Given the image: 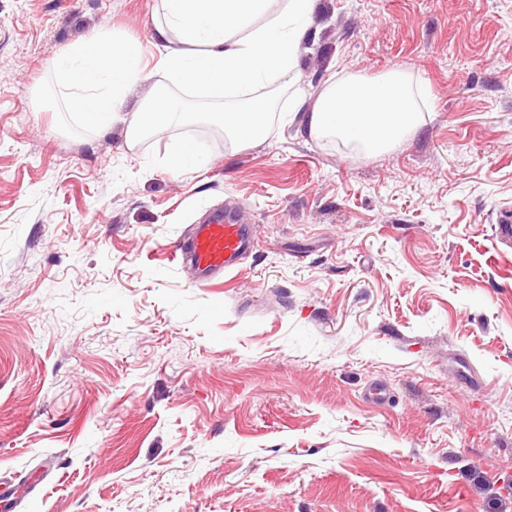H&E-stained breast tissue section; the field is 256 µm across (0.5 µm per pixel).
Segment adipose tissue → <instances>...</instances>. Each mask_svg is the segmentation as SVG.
<instances>
[{
  "label": "adipose tissue",
  "instance_id": "adipose-tissue-1",
  "mask_svg": "<svg viewBox=\"0 0 512 512\" xmlns=\"http://www.w3.org/2000/svg\"><path fill=\"white\" fill-rule=\"evenodd\" d=\"M316 0H160L153 25L159 51L147 66L140 45L131 39L102 36L64 52L55 75L71 92L70 104L95 128L122 125L128 144L146 134L189 121L180 98L154 96L149 105L131 104L133 87L154 75L189 92L223 100L271 83L296 78L298 51ZM303 118L312 138L338 137L376 154L418 124L407 79L392 75L363 81L331 77ZM225 135L249 144L266 135V105L218 113Z\"/></svg>",
  "mask_w": 512,
  "mask_h": 512
}]
</instances>
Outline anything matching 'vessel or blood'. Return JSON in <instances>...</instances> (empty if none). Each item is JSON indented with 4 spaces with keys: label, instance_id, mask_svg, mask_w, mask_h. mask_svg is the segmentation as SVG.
<instances>
[{
    "label": "vessel or blood",
    "instance_id": "obj_1",
    "mask_svg": "<svg viewBox=\"0 0 512 512\" xmlns=\"http://www.w3.org/2000/svg\"><path fill=\"white\" fill-rule=\"evenodd\" d=\"M254 226L238 212L214 208L175 245L170 258L189 265L195 280H213L237 268L254 246Z\"/></svg>",
    "mask_w": 512,
    "mask_h": 512
}]
</instances>
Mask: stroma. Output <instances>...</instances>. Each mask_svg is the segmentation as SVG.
I'll return each mask as SVG.
<instances>
[{"instance_id":"1","label":"stroma","mask_w":512,"mask_h":512,"mask_svg":"<svg viewBox=\"0 0 512 512\" xmlns=\"http://www.w3.org/2000/svg\"><path fill=\"white\" fill-rule=\"evenodd\" d=\"M158 7L0 0V512H512V0H317L263 142L168 83L192 123L131 147L52 64L153 59ZM393 70L421 112L387 153L281 120ZM172 139L209 164L172 178ZM214 205L257 242L199 285L168 252Z\"/></svg>"}]
</instances>
